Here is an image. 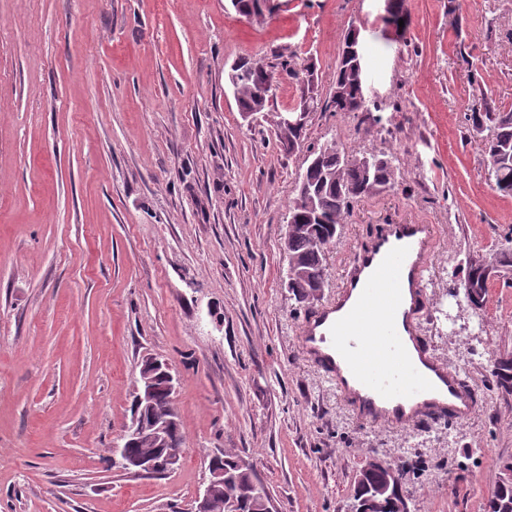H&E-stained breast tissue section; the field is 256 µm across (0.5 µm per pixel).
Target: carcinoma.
I'll list each match as a JSON object with an SVG mask.
<instances>
[{
    "label": "carcinoma",
    "mask_w": 512,
    "mask_h": 512,
    "mask_svg": "<svg viewBox=\"0 0 512 512\" xmlns=\"http://www.w3.org/2000/svg\"><path fill=\"white\" fill-rule=\"evenodd\" d=\"M279 78L276 66L262 59L244 58L229 74L240 112H262L269 99L260 96V88ZM364 50L355 29L343 37L342 52L336 66L330 95L334 112H364ZM469 120L474 130H488L484 143L489 160V174L497 190L512 194V112H497L486 103L472 106ZM280 142L293 149L306 139L307 128L276 127ZM310 163L299 178L295 196L289 203L287 254L288 292L298 300L307 299L325 287L328 278L327 254L335 240L337 228L353 203L374 195L386 186L395 185V170L385 155H346L336 151V142L326 141L310 150ZM512 257L505 254L499 267L482 264L470 266L465 289L469 302L479 306L486 294L487 281L498 268H507ZM497 386L512 393V357L495 360L491 369ZM224 490L214 498L213 512H265L266 488L253 470L243 466L238 455L222 454ZM389 472L375 469L358 475L354 499L377 490L392 493ZM488 507L492 512H512V478L501 481L494 489Z\"/></svg>",
    "instance_id": "1"
}]
</instances>
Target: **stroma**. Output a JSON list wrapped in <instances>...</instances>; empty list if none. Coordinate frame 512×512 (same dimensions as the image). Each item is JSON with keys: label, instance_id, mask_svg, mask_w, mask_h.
Returning a JSON list of instances; mask_svg holds the SVG:
<instances>
[{"label": "stroma", "instance_id": "stroma-1", "mask_svg": "<svg viewBox=\"0 0 512 512\" xmlns=\"http://www.w3.org/2000/svg\"><path fill=\"white\" fill-rule=\"evenodd\" d=\"M280 0L264 22L228 0H0V512H193L220 448L278 512H351L375 459L404 468L411 512H488L512 462V271L483 306L467 268L512 253V196L490 179L476 100L512 111V0ZM365 48L373 110L331 112L344 32ZM293 57L246 120L242 57ZM317 109L287 149L276 113ZM383 154L394 187L354 203L328 281L298 301L282 244L308 148ZM438 228L420 336L475 393L466 423L374 426L304 357L299 325L383 224ZM166 359L184 435L174 471L112 464L146 358ZM497 386L506 393H512V357L506 355L495 360L491 369Z\"/></svg>", "mask_w": 512, "mask_h": 512}]
</instances>
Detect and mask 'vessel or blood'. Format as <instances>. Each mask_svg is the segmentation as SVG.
<instances>
[{
	"instance_id": "obj_1",
	"label": "vessel or blood",
	"mask_w": 512,
	"mask_h": 512,
	"mask_svg": "<svg viewBox=\"0 0 512 512\" xmlns=\"http://www.w3.org/2000/svg\"><path fill=\"white\" fill-rule=\"evenodd\" d=\"M437 228L383 225L344 269L336 297L302 323L301 347L364 420L409 427L430 416L470 420L476 405L460 374L423 346L417 312Z\"/></svg>"
}]
</instances>
